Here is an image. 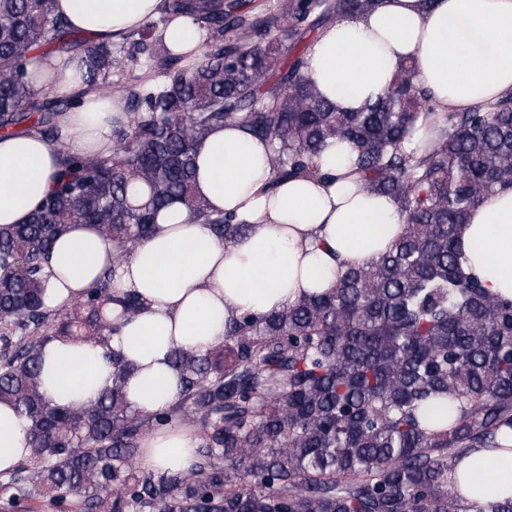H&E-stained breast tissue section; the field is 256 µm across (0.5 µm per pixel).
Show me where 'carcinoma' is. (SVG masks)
<instances>
[{
    "instance_id": "1",
    "label": "carcinoma",
    "mask_w": 512,
    "mask_h": 512,
    "mask_svg": "<svg viewBox=\"0 0 512 512\" xmlns=\"http://www.w3.org/2000/svg\"><path fill=\"white\" fill-rule=\"evenodd\" d=\"M374 0H166V11L207 32L202 58L163 46L148 23L121 52L72 29L56 0H0V132L61 140L58 114L74 100L35 102L28 65L82 56L83 82L124 100L112 154L67 157L26 223L0 228V402L30 422V454L3 474L7 504L41 498L76 512H473L451 488L456 462L512 428V299L466 274L458 226L512 186V92L486 108L445 115L426 147L405 141L433 114V99L401 64L391 85L356 112L320 95L306 75L318 30L356 17ZM145 57L159 85L120 86ZM241 126L268 142L275 184L320 178L332 143L368 193L404 216L388 253L347 268L335 288L225 325L224 343L177 348L180 398L147 414L125 387L132 365L112 353V386L80 408L52 405L41 390L50 340L102 344L123 317L144 311L113 282L124 261L179 201L228 245L247 225L194 194L196 147L217 126ZM71 224L112 241V266L76 308L44 303V262ZM433 398L456 412L434 427ZM174 421L198 426L197 460L181 472L142 465L144 438Z\"/></svg>"
}]
</instances>
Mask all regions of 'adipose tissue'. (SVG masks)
Listing matches in <instances>:
<instances>
[{"label":"adipose tissue","mask_w":512,"mask_h":512,"mask_svg":"<svg viewBox=\"0 0 512 512\" xmlns=\"http://www.w3.org/2000/svg\"><path fill=\"white\" fill-rule=\"evenodd\" d=\"M76 28L117 40L161 19L158 38L200 55L203 32L186 17L165 16L163 0H57ZM414 59L420 83L444 108L467 111L512 90V0H377L362 15L326 25L309 54L308 76L347 112L387 89L399 64ZM45 91L80 95L82 107L62 113L68 133L59 144L36 133L0 136V225L25 223L51 192L65 154L106 155L112 140L108 112L92 111L93 91L77 77L78 56L50 61ZM269 147L242 127L211 130L197 148L196 194L216 210L235 213L248 229L232 244L182 204L159 217L158 233L125 262L114 288L137 294L145 311L103 345L60 340L44 348L43 391L57 406L78 407L112 384L107 352L134 367L126 385L131 405L153 412L178 397L175 349L206 351L224 340V326L243 314L264 315L305 296L331 290L347 265L386 251L403 217L388 196L367 194L349 161L348 145L327 147L317 162L322 180L295 178L275 191ZM465 272L491 293L512 298V187L498 189L469 214L457 234ZM112 259V245L93 225L74 224L54 244L46 272L48 304L66 307L90 288ZM494 448L462 458L451 486L471 503L490 507L512 498V430ZM143 464L177 472L195 461V440L175 426L143 441ZM29 454L28 424L0 403V470Z\"/></svg>","instance_id":"1"}]
</instances>
